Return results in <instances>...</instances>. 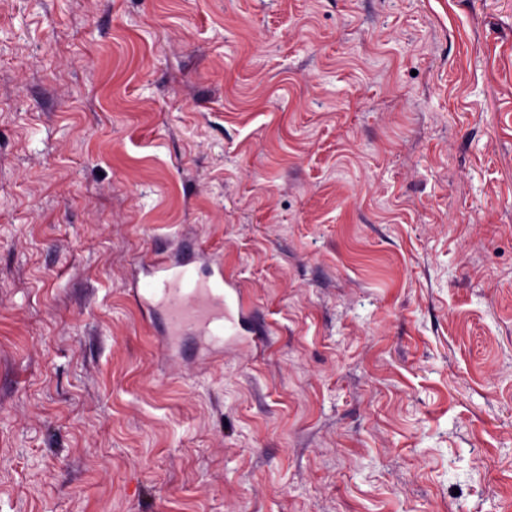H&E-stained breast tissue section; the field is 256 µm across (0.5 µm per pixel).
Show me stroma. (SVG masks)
I'll return each instance as SVG.
<instances>
[{
	"instance_id": "stroma-1",
	"label": "stroma",
	"mask_w": 512,
	"mask_h": 512,
	"mask_svg": "<svg viewBox=\"0 0 512 512\" xmlns=\"http://www.w3.org/2000/svg\"><path fill=\"white\" fill-rule=\"evenodd\" d=\"M0 512H512V0H0ZM215 261L209 249L184 239L173 250L155 247L140 258L143 278L132 295L145 310L160 306L166 335L170 338L190 334L208 341L213 351L224 349V274L201 279L199 264Z\"/></svg>"
}]
</instances>
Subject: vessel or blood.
Listing matches in <instances>:
<instances>
[{
	"instance_id": "b4317fda",
	"label": "vessel or blood",
	"mask_w": 512,
	"mask_h": 512,
	"mask_svg": "<svg viewBox=\"0 0 512 512\" xmlns=\"http://www.w3.org/2000/svg\"><path fill=\"white\" fill-rule=\"evenodd\" d=\"M209 249L192 240H182L175 249L155 247L140 258L143 270L132 295L144 309L160 306L169 336L165 355H172L171 337L190 334L207 340L222 351L224 339V280L199 278L197 266L214 262Z\"/></svg>"
}]
</instances>
